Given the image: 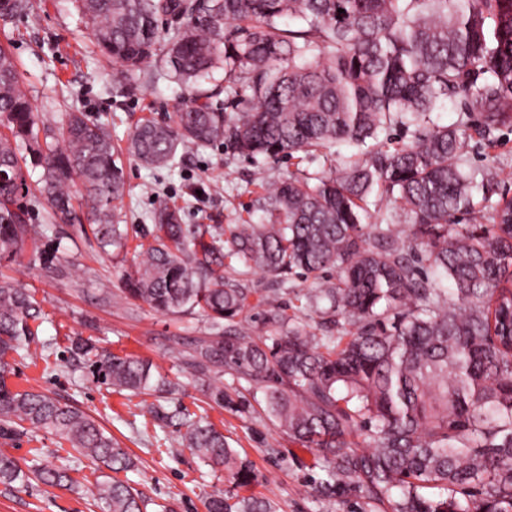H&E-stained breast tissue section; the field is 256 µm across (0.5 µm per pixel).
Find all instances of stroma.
Here are the masks:
<instances>
[{"instance_id": "obj_1", "label": "stroma", "mask_w": 512, "mask_h": 512, "mask_svg": "<svg viewBox=\"0 0 512 512\" xmlns=\"http://www.w3.org/2000/svg\"><path fill=\"white\" fill-rule=\"evenodd\" d=\"M0 44L10 46L39 117L49 126L60 125L69 112L81 110L106 125L113 139L123 141L142 119L166 121L184 102L176 84L153 80L152 61L142 67L140 92L118 95V68L93 53L72 0H32L27 15L0 21ZM353 154V148L343 145L329 161L310 155L274 162L244 159L217 143L190 150L163 169L128 158L124 167L129 193L121 218L136 242L152 231V215L163 203L183 207L188 224H256L262 216L264 183L291 172L318 177L329 167L352 160ZM465 160L477 169L498 170L499 192L512 198V127L494 132L489 142L473 136ZM26 206L30 223L51 224V209L40 193H33ZM51 226L42 247L55 255L57 273L44 272L37 262L0 264V281L28 288L44 311L33 325L44 355L17 359L8 384L16 390L48 393L97 419L136 457V468L125 477L147 501V512L167 507L172 512H207V498L232 487L229 474L212 470L183 445L190 416L207 418L223 431L240 458L251 462L259 474L251 494L274 501L278 512H376L355 489L336 498L317 496L321 473L313 469L308 451L292 443L263 413L237 415L204 395L206 380L189 366L187 346L188 338L201 335L206 326L202 313L173 316L134 300L103 303V294L117 292L123 275L131 271L132 255L104 252L79 225ZM249 277L258 295L289 312L305 305L313 286L312 280L297 277L293 291L284 294L260 269H251ZM78 337L116 354L148 360L154 371L177 383V391L161 399L96 383L84 365L70 361L69 348ZM158 403L167 412L165 419L150 412ZM1 448L23 465L35 460L70 468L78 486L68 491L37 483L0 484V512H102L96 488L101 472L53 434L42 431L33 437L0 439Z\"/></svg>"}]
</instances>
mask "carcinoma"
Wrapping results in <instances>:
<instances>
[{
	"label": "carcinoma",
	"instance_id": "1",
	"mask_svg": "<svg viewBox=\"0 0 512 512\" xmlns=\"http://www.w3.org/2000/svg\"><path fill=\"white\" fill-rule=\"evenodd\" d=\"M90 43L119 64V88L140 91V73L163 46L158 77L187 104L169 120L143 119L127 153L168 167L179 153L220 143L233 153L278 161L332 154L339 143L360 158L311 179L290 174L265 189L262 224L220 232L182 223L168 205L153 214L152 243L120 291L172 315L200 310L209 324L191 342L189 365L207 397L232 412L253 405L224 375L259 389L263 413L313 454L325 472L317 492L357 484L389 512H512V198L491 201L498 174L466 164L470 125L441 126L432 114L456 100L479 114L487 135L512 126V0H76ZM30 0H0V20L26 14ZM228 84L201 87L217 69ZM224 96L232 111L213 99ZM402 123L413 140L390 150L378 138ZM0 260L27 247L51 271L28 224V168L55 224L74 221L71 185L90 204L101 247L121 252L127 225L117 211L126 192L112 135L84 112L58 129L40 125L10 47L0 44ZM384 194L390 221L405 218L403 248L390 227L371 224L367 198ZM482 192L489 224H474ZM260 268L289 289L290 276L314 279L307 306L323 324L344 320L348 337L317 336L306 314L275 307L243 324L256 294L245 272ZM447 279L452 288L441 286ZM327 305L320 306L321 302ZM41 304L0 282V436L50 431L115 476L97 486L103 512H146L148 503L116 474L135 468L126 449L77 407L41 391H14V356L30 354ZM71 354L93 379L118 391L172 393L152 364L77 338ZM368 440L366 449L354 438ZM186 446L234 488L258 474L224 433L188 420ZM32 480L74 490L67 467L22 468L0 450V484ZM208 512H277L263 497L217 494Z\"/></svg>",
	"mask_w": 512,
	"mask_h": 512
}]
</instances>
